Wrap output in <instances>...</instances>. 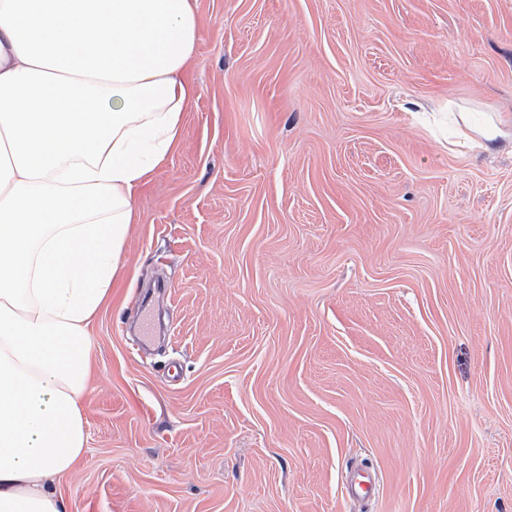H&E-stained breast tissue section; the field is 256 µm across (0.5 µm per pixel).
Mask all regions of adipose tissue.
<instances>
[{
  "label": "adipose tissue",
  "instance_id": "1",
  "mask_svg": "<svg viewBox=\"0 0 512 512\" xmlns=\"http://www.w3.org/2000/svg\"><path fill=\"white\" fill-rule=\"evenodd\" d=\"M189 0H0V512H67L85 330L195 90Z\"/></svg>",
  "mask_w": 512,
  "mask_h": 512
}]
</instances>
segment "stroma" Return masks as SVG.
I'll return each instance as SVG.
<instances>
[{"label":"stroma","instance_id":"stroma-1","mask_svg":"<svg viewBox=\"0 0 512 512\" xmlns=\"http://www.w3.org/2000/svg\"><path fill=\"white\" fill-rule=\"evenodd\" d=\"M195 95L90 324L68 512H512V0H190ZM157 288L164 341L142 349ZM469 113L458 112L457 118L462 124L463 136L482 147L486 151H493L498 148L499 142L506 138H512L509 126L499 117H490L484 124L474 126L469 121ZM349 471L355 475V478L344 481V497L350 503L359 505L360 510L365 511L369 503L379 495V485L367 467L351 464Z\"/></svg>","mask_w":512,"mask_h":512}]
</instances>
